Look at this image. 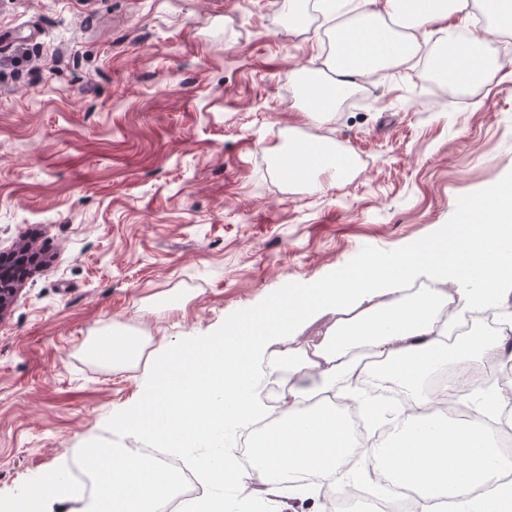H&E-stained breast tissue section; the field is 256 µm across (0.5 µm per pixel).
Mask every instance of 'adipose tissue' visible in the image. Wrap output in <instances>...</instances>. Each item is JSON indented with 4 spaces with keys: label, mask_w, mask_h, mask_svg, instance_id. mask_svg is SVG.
Masks as SVG:
<instances>
[{
    "label": "adipose tissue",
    "mask_w": 512,
    "mask_h": 512,
    "mask_svg": "<svg viewBox=\"0 0 512 512\" xmlns=\"http://www.w3.org/2000/svg\"><path fill=\"white\" fill-rule=\"evenodd\" d=\"M488 18L484 34L494 37L512 30V0H356L355 18L333 27L335 48L327 66L331 79L307 71L295 76L306 124L322 127L364 78L406 64L427 35L441 34L443 48L456 54L445 63L463 83L485 85L496 71L473 52L457 48V26L450 17H468L470 5ZM312 156L299 178L308 192L344 182L354 160L350 153L323 137L308 139ZM465 221H481L482 228L455 242L437 238L424 247L387 260L371 258L332 280L270 302L266 309L242 320L224 339L187 345L180 356L161 353L141 366V346L135 337L113 333L112 342L123 354H95V361L117 369L142 367L147 391L139 406L140 418L129 424L130 435H149L190 443L219 424L248 427L262 419L256 390L261 375L288 371V397L278 425L255 436L249 448L251 463L242 466L234 449L224 451L222 464L199 456L196 478L202 489L183 501L179 512H229L228 500L213 485L233 488L238 496L262 497L269 512H291L294 501L350 496L357 472L348 461L363 457L373 471H386L419 494L418 512H512V471L499 454L494 427H468L448 418L450 406L473 405L489 419L512 405V390L477 391L446 383L430 389L431 376L449 363L479 366L512 354V320L493 335L448 340V326L464 315L489 309L494 300L512 294V186L488 198L460 203ZM425 271L439 286L409 300H398L404 282ZM455 284L447 293L446 284ZM456 304H449V296ZM331 308L340 320L335 331L316 344L296 334L311 314ZM276 337L288 347L283 363L265 360V342ZM368 376L385 389H399L407 407L425 412V426L394 430L390 447L361 444L330 407L329 397L352 402L361 420L385 425L374 416L368 401L357 398L352 384ZM89 465L108 484L84 512H151L165 501L170 476L161 461L131 449L98 456Z\"/></svg>",
    "instance_id": "1"
}]
</instances>
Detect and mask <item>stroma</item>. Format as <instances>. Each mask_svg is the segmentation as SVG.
Returning <instances> with one entry per match:
<instances>
[{
    "label": "stroma",
    "mask_w": 512,
    "mask_h": 512,
    "mask_svg": "<svg viewBox=\"0 0 512 512\" xmlns=\"http://www.w3.org/2000/svg\"><path fill=\"white\" fill-rule=\"evenodd\" d=\"M320 11L275 0H0V254L43 264L0 315V512L87 448H124L137 369L86 354L122 327L158 350L215 339L277 297L459 227L457 201L512 185V32L500 74L454 102L410 62L360 84L324 133L360 163L290 184L288 75L322 67Z\"/></svg>",
    "instance_id": "obj_1"
}]
</instances>
